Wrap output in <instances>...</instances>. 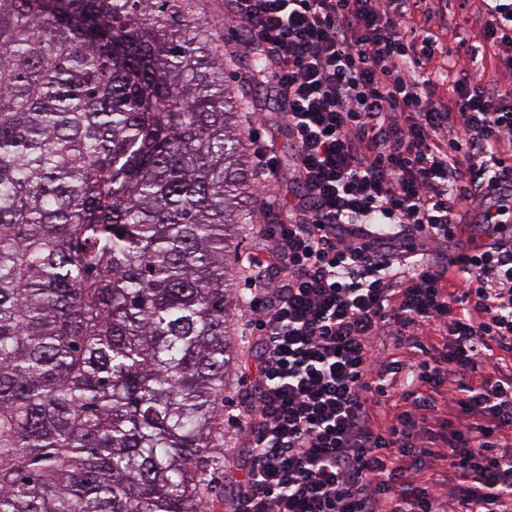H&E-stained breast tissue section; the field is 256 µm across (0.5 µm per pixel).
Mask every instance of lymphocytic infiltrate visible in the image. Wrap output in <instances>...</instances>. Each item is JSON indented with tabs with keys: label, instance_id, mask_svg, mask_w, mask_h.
Here are the masks:
<instances>
[{
	"label": "lymphocytic infiltrate",
	"instance_id": "obj_1",
	"mask_svg": "<svg viewBox=\"0 0 512 512\" xmlns=\"http://www.w3.org/2000/svg\"><path fill=\"white\" fill-rule=\"evenodd\" d=\"M409 2L232 0L276 74L301 192L281 194L253 135L262 223L241 317L258 378L227 512H512V91L459 64L452 106H433L435 45L411 36ZM480 2L512 67V0ZM466 235L480 245L434 259ZM380 336L411 354L405 386Z\"/></svg>",
	"mask_w": 512,
	"mask_h": 512
}]
</instances>
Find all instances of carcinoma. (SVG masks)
Returning a JSON list of instances; mask_svg holds the SVG:
<instances>
[{
	"instance_id": "1",
	"label": "carcinoma",
	"mask_w": 512,
	"mask_h": 512,
	"mask_svg": "<svg viewBox=\"0 0 512 512\" xmlns=\"http://www.w3.org/2000/svg\"><path fill=\"white\" fill-rule=\"evenodd\" d=\"M191 0H0V512L224 498L243 96Z\"/></svg>"
}]
</instances>
